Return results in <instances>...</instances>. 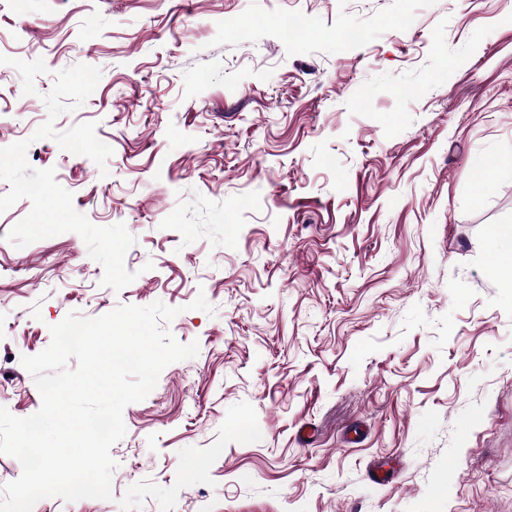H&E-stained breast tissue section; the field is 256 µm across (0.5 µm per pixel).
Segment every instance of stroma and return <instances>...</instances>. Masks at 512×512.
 <instances>
[{
	"label": "stroma",
	"mask_w": 512,
	"mask_h": 512,
	"mask_svg": "<svg viewBox=\"0 0 512 512\" xmlns=\"http://www.w3.org/2000/svg\"><path fill=\"white\" fill-rule=\"evenodd\" d=\"M0 55L49 68L0 64V148L136 239L115 291L0 214V406L39 410L20 358L71 312L159 300L199 344L125 407L112 499L33 512H512V0H0ZM77 64L55 128L101 167L31 139ZM488 237L497 264H512V225H494Z\"/></svg>",
	"instance_id": "35a3bbf8"
}]
</instances>
